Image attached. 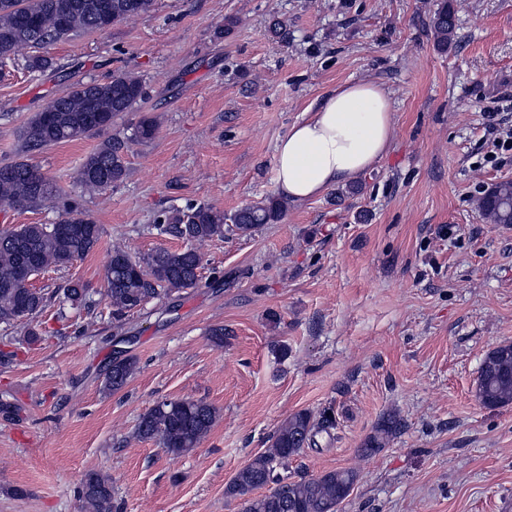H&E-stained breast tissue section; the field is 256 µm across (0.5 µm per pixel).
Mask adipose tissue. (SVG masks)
Returning <instances> with one entry per match:
<instances>
[{"mask_svg": "<svg viewBox=\"0 0 512 512\" xmlns=\"http://www.w3.org/2000/svg\"><path fill=\"white\" fill-rule=\"evenodd\" d=\"M395 130L389 93L371 81L339 86L275 147L276 187L301 203L347 183L382 158Z\"/></svg>", "mask_w": 512, "mask_h": 512, "instance_id": "ef3b65f1", "label": "adipose tissue"}]
</instances>
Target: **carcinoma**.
I'll list each match as a JSON object with an SVG mask.
<instances>
[{
	"mask_svg": "<svg viewBox=\"0 0 512 512\" xmlns=\"http://www.w3.org/2000/svg\"><path fill=\"white\" fill-rule=\"evenodd\" d=\"M153 0H0V52L39 49L78 33L96 32L103 16L118 23L148 12ZM436 48L448 51L455 37V17L448 0H440L429 21ZM93 88L78 82L25 124L21 134V157L0 165V202L37 208L61 205L54 224H21L0 232V323L28 322L44 310L48 297L32 285L35 276L51 269L72 266L94 251L102 228L81 205L64 193L54 180L28 163L24 155L62 142L100 136L115 120L132 112L148 99L145 82L127 72H117ZM157 124L144 115L130 127V133L112 135L99 141L78 170L77 178L87 191L102 192L123 182L129 172L131 142L155 138ZM478 209L494 224H512V180L485 189ZM285 202L267 197L227 215L205 204L190 203L170 213L159 212L155 228L162 234L182 239L180 250L158 249L142 256L116 244L110 248L105 266L106 297L112 313L134 311L142 302L168 298L199 284L202 256L197 246L226 232L247 235L264 224L280 221ZM64 296L74 304L87 302L88 288L79 281L62 286ZM137 360H115L107 372L104 389H121L135 371ZM476 397L485 407L512 404V343L500 344L483 359L476 382ZM217 418L213 406L198 400L162 401L140 418L137 434L154 440L167 451L185 454L206 437ZM332 425L322 417L316 422L306 411L288 417L271 437L267 450L239 469L226 494L241 501V512H338L358 479L352 469L332 470L297 480L282 478L277 468L298 454L314 433ZM401 426L390 416L368 438L361 454L381 451ZM266 494L254 495L264 487ZM79 497L84 512H110L112 485L97 472L86 473Z\"/></svg>",
	"mask_w": 512,
	"mask_h": 512,
	"instance_id": "1",
	"label": "carcinoma"
}]
</instances>
